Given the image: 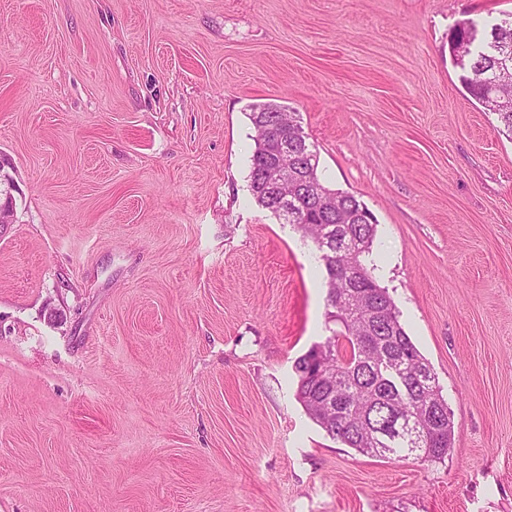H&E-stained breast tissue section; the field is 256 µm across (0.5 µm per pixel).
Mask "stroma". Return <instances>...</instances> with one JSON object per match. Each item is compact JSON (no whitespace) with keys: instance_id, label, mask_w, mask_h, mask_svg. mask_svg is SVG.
<instances>
[{"instance_id":"35a3bbf8","label":"stroma","mask_w":512,"mask_h":512,"mask_svg":"<svg viewBox=\"0 0 512 512\" xmlns=\"http://www.w3.org/2000/svg\"><path fill=\"white\" fill-rule=\"evenodd\" d=\"M512 0H0V512H512V139L448 38ZM296 112L377 226L444 461L332 439L312 243L248 191ZM3 186V189H2ZM13 183L10 175L3 173V168L0 167V196L5 197V201L0 199V225L12 224L15 222L16 203L13 195L11 194Z\"/></svg>"}]
</instances>
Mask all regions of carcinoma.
<instances>
[{"mask_svg":"<svg viewBox=\"0 0 512 512\" xmlns=\"http://www.w3.org/2000/svg\"><path fill=\"white\" fill-rule=\"evenodd\" d=\"M468 39L465 59L454 58L460 81L485 110L497 114L512 140V16L478 35L477 24L464 21L452 32L448 45ZM249 119L256 131L249 175L255 203L272 214L259 187L262 171L274 150L265 129L281 132L293 120L289 108L277 103L251 106ZM311 179L324 193L334 192L319 174V154L301 136ZM342 211L318 213L314 202L303 204L297 229L319 252L327 275V320L337 329L325 337L320 366L311 368L308 354L296 359L295 396L309 417L330 437L363 456L405 460L413 434L421 433L420 460L442 462L453 439V421L438 377L400 321V314L385 289L365 263L375 238L376 225L367 224L368 209L353 195L339 193Z\"/></svg>","mask_w":512,"mask_h":512,"instance_id":"carcinoma-1","label":"carcinoma"}]
</instances>
